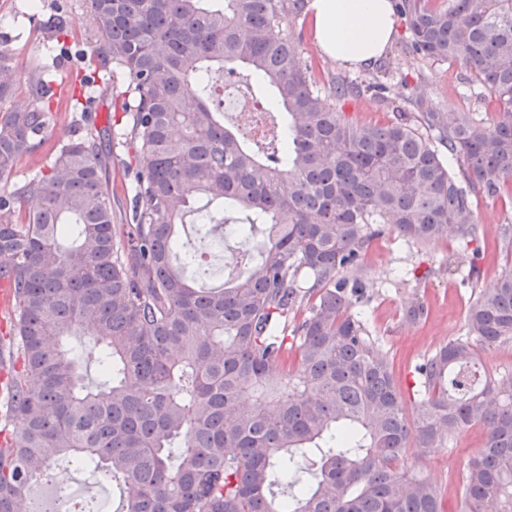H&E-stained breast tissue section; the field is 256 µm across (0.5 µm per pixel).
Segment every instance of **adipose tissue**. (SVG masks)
<instances>
[{
    "instance_id": "1",
    "label": "adipose tissue",
    "mask_w": 512,
    "mask_h": 512,
    "mask_svg": "<svg viewBox=\"0 0 512 512\" xmlns=\"http://www.w3.org/2000/svg\"><path fill=\"white\" fill-rule=\"evenodd\" d=\"M309 7L321 50L341 64H375L397 33L392 0H310Z\"/></svg>"
}]
</instances>
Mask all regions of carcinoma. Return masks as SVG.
<instances>
[{"label":"carcinoma","instance_id":"obj_1","mask_svg":"<svg viewBox=\"0 0 512 512\" xmlns=\"http://www.w3.org/2000/svg\"><path fill=\"white\" fill-rule=\"evenodd\" d=\"M97 41L82 113L46 169L13 180L48 127L51 80H29L0 46V281L13 290L22 369L0 419V512H32L47 461L104 469L116 512H512V374L490 377L471 343L512 344V270L480 294L465 335L419 364L409 413L388 355L354 311L359 267L386 231L430 243L471 237L480 200L512 201V0H396L402 52L466 71L485 110L440 112L420 81L316 77L287 27L305 0H85ZM132 154L125 229L106 189L112 133L84 102L114 97ZM272 89L268 135L224 123L215 83ZM394 112L360 125L342 104ZM238 215L226 217L227 208ZM247 248L218 287L186 218ZM311 304L288 328V317ZM99 351L84 383L63 337ZM479 425L460 500L406 466Z\"/></svg>","mask_w":512,"mask_h":512}]
</instances>
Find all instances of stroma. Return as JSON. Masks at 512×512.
I'll use <instances>...</instances> for the list:
<instances>
[{"label": "stroma", "mask_w": 512, "mask_h": 512, "mask_svg": "<svg viewBox=\"0 0 512 512\" xmlns=\"http://www.w3.org/2000/svg\"><path fill=\"white\" fill-rule=\"evenodd\" d=\"M28 0H0V44L11 52L20 70H48L61 89H68L83 77L76 64L56 67L50 43L41 26L55 5H62L68 17L70 36L88 49L96 42L93 28L87 23L84 0H44L41 13L29 15ZM401 74L408 80H421L427 87L433 104L444 112H469L472 99L459 94L463 69L444 63L401 61ZM76 117L67 97H60L53 106V119L46 132V142L39 152L23 158L16 170L23 179L45 165L53 147L67 140ZM128 153L121 143H113L109 163L108 193L112 200V221H123V203L130 196L132 182L126 173ZM476 220L481 250L477 261L479 276L465 279L454 269V261L467 259L471 249L457 234L437 242L419 245L399 239L388 233L375 238L365 253L359 277L365 288V299L358 308L361 318L372 336L388 352L396 375L407 376L416 364L432 355L449 339L461 336L468 306L480 292L494 288L502 270L512 266V258L499 248L501 231L512 225V204L503 201L480 202ZM401 270L409 279L393 283L392 274ZM425 302L428 314L416 323L407 322L405 309L416 302ZM484 437L482 427L475 426L460 433L445 448L434 449L426 457L408 459L411 470L430 478L455 499L459 492L458 478L468 459L480 447Z\"/></svg>", "instance_id": "stroma-1"}]
</instances>
